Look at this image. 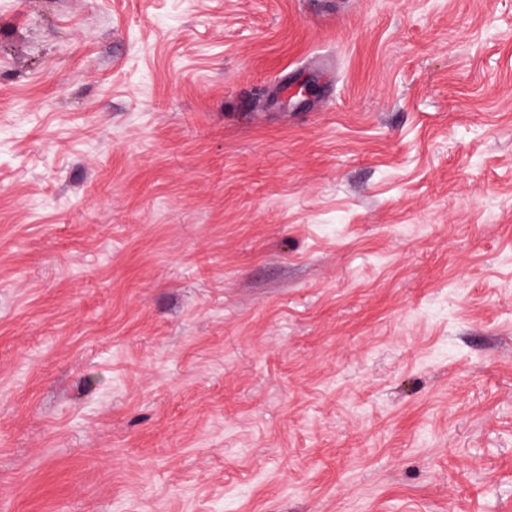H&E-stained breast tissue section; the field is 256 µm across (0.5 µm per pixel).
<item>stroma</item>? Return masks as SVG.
Returning <instances> with one entry per match:
<instances>
[{
  "instance_id": "1",
  "label": "stroma",
  "mask_w": 512,
  "mask_h": 512,
  "mask_svg": "<svg viewBox=\"0 0 512 512\" xmlns=\"http://www.w3.org/2000/svg\"><path fill=\"white\" fill-rule=\"evenodd\" d=\"M0 512H512V0H0Z\"/></svg>"
}]
</instances>
